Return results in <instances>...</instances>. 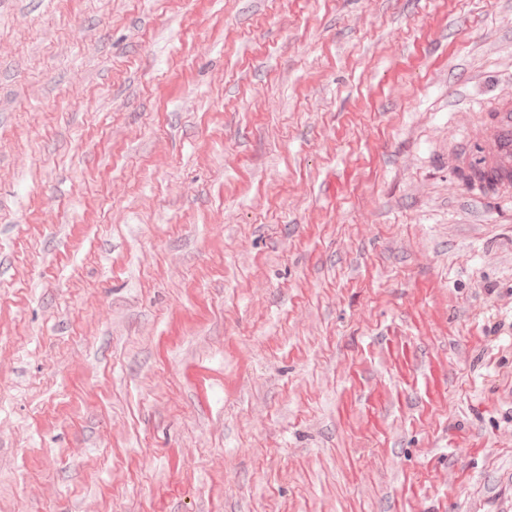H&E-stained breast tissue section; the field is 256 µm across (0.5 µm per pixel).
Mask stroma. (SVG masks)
<instances>
[{"mask_svg":"<svg viewBox=\"0 0 512 512\" xmlns=\"http://www.w3.org/2000/svg\"><path fill=\"white\" fill-rule=\"evenodd\" d=\"M512 0H0V512H512ZM486 139L491 143L489 151H486L485 165L494 177V183L498 185L501 191H508L512 187V154L502 147L503 143L512 140V113L506 109L499 112L494 125L486 133ZM479 147L471 150L472 161L469 165L468 173H462V180L468 185L476 182L485 184L487 187H493V181L486 177L480 167Z\"/></svg>","mask_w":512,"mask_h":512,"instance_id":"1","label":"stroma"}]
</instances>
